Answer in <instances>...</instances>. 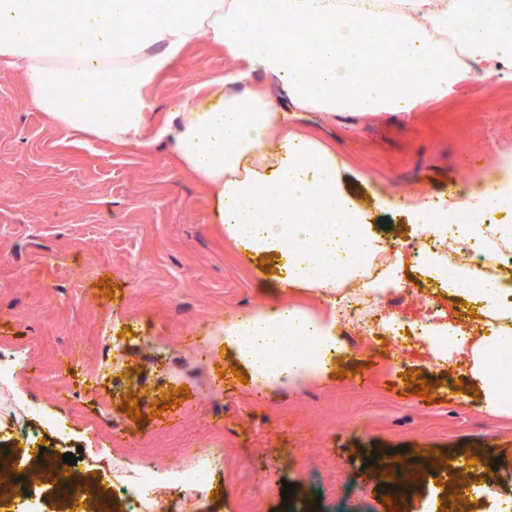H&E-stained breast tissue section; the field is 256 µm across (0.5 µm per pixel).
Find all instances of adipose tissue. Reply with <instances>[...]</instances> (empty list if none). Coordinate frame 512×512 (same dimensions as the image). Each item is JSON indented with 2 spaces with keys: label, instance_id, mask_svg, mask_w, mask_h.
Masks as SVG:
<instances>
[{
  "label": "adipose tissue",
  "instance_id": "1",
  "mask_svg": "<svg viewBox=\"0 0 512 512\" xmlns=\"http://www.w3.org/2000/svg\"><path fill=\"white\" fill-rule=\"evenodd\" d=\"M0 0V69L28 74L30 105L62 129L116 146L150 151L171 145L180 165L211 189L224 234L252 254L277 259L283 287L302 286L340 303L337 271L360 280L351 249L377 247L351 194L337 185L335 156L292 131L303 115L409 112L418 100L447 88L457 75L448 60L458 50L512 78V0ZM269 28L316 24V48L300 55L247 35L255 16ZM50 20L34 32L29 22ZM434 30L436 39L425 36ZM398 31L394 65H377L365 33ZM230 57L261 69L288 97L279 110L270 96L232 76V89L208 100L188 90L171 122L152 128L145 89L201 35ZM321 193L326 216L309 220ZM275 206H258V199ZM493 332L469 344V377L478 405L512 407L502 387L485 377L497 349L512 346V313L493 309ZM315 341L311 356L269 360L279 331ZM227 356L246 371L254 390L293 389L331 378L344 351L335 321L288 306L225 317L216 328Z\"/></svg>",
  "mask_w": 512,
  "mask_h": 512
}]
</instances>
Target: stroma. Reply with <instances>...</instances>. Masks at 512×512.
<instances>
[{"label":"stroma","instance_id":"stroma-1","mask_svg":"<svg viewBox=\"0 0 512 512\" xmlns=\"http://www.w3.org/2000/svg\"><path fill=\"white\" fill-rule=\"evenodd\" d=\"M201 36L147 90L150 119L178 111L186 88L208 92L242 70ZM27 75L0 70V353L16 355L14 388L55 414L69 402L66 448H47L52 465L81 452L79 470L111 486L99 457L109 450L137 468L166 464L185 448H206L224 430L228 463L214 484L221 500L190 512H286L280 487L319 502L318 512H394L363 464L370 451L403 448V461L463 462L472 448L512 459V414L477 405L465 360L439 363L429 345L390 357L385 341L347 347L341 376L297 389L255 392L226 371L220 350L202 356L197 338L210 320L260 307L295 306L327 316L309 288L278 287L271 271L224 235L210 190L184 170L167 144L150 152L85 142L28 103ZM300 136L334 153L347 187L371 224L409 240L420 227L409 201L437 207L464 201L512 154V79L482 65L462 68L438 99L409 113L312 116ZM377 318L434 331L442 308L396 282L375 299ZM129 371L123 382L93 369L112 333ZM160 415L131 410L139 384ZM427 385V397L417 396ZM468 512L512 497V469L480 490L464 486Z\"/></svg>","mask_w":512,"mask_h":512}]
</instances>
